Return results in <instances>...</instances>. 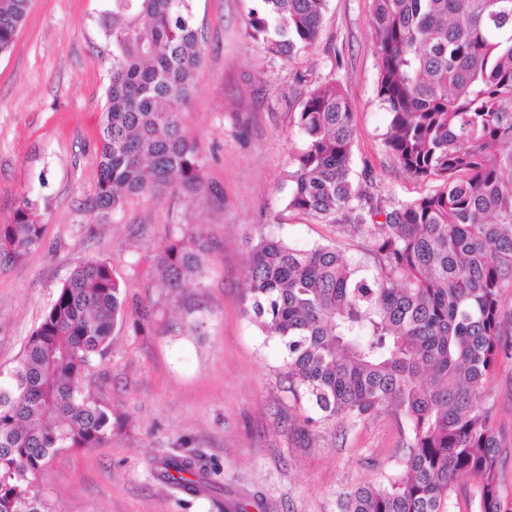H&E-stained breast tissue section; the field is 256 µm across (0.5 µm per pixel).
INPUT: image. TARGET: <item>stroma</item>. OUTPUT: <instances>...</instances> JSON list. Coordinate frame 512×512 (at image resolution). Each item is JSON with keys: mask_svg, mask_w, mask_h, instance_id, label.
I'll use <instances>...</instances> for the list:
<instances>
[{"mask_svg": "<svg viewBox=\"0 0 512 512\" xmlns=\"http://www.w3.org/2000/svg\"><path fill=\"white\" fill-rule=\"evenodd\" d=\"M192 6L205 43L197 91L180 119L201 143L205 177L218 191L192 207L166 193L130 199L116 213L89 209L112 66L98 24L105 0H31L11 51L0 56V223L28 192L45 226L41 247L0 266V371L15 365L75 265L106 260L127 304L151 307L153 322L144 331L128 319L114 328L86 384L112 409V440L56 455L41 484L46 498L63 512H339L344 494L396 467L406 425L388 406L358 424L328 426L313 444L294 440L289 421L311 409L280 383L281 348L244 315L241 287L262 233L364 255L366 239L285 208L307 84H340L354 112V168L371 172L379 193L410 200L426 189L383 143L389 118L378 96L373 2L327 0L317 44L292 60L247 35L252 0ZM186 223L212 252L199 284L171 291L161 287L154 257ZM198 309L209 319L201 339L179 330ZM487 395L496 405L502 481L512 491V364L497 368ZM174 450L196 455L205 493L159 475L157 462Z\"/></svg>", "mask_w": 512, "mask_h": 512, "instance_id": "stroma-1", "label": "stroma"}]
</instances>
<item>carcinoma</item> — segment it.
<instances>
[{
    "mask_svg": "<svg viewBox=\"0 0 512 512\" xmlns=\"http://www.w3.org/2000/svg\"><path fill=\"white\" fill-rule=\"evenodd\" d=\"M99 23L112 43L100 125L93 211L133 195L207 192L203 151L183 129L202 63L192 0H107ZM247 33L288 58L312 48L326 0H255ZM30 0H0V55L10 51ZM378 95L389 115L384 145L431 189L386 200L353 177L354 112L331 78L310 89L296 126L286 209L368 238L371 263L334 244L298 248L260 235L244 273L245 314L283 348L281 376L311 405L296 435L365 421L392 405L408 439L401 464L345 496L341 512H512L500 478L495 405L486 384L512 361V0H373ZM383 220H378V217ZM155 256L161 287L200 275L208 246L189 224ZM44 225L23 195L0 224V263L40 247ZM127 308L98 259L80 262L0 372V512H61L41 492L50 461L112 440V410L84 379ZM207 316L183 325L202 336ZM162 476L196 494L197 461L169 455Z\"/></svg>",
    "mask_w": 512,
    "mask_h": 512,
    "instance_id": "cac0c4a2",
    "label": "carcinoma"
}]
</instances>
